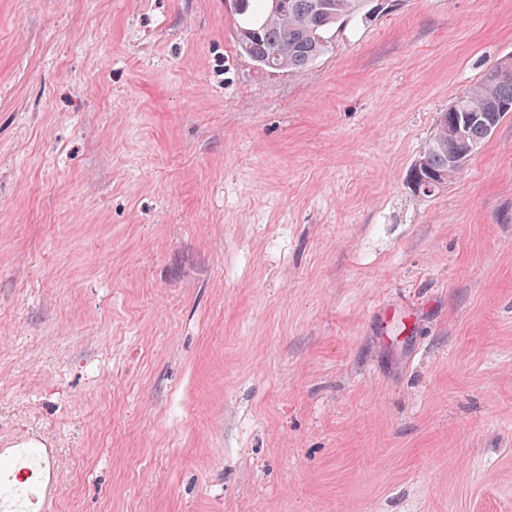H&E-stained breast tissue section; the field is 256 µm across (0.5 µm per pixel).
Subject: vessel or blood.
<instances>
[{
  "label": "vessel or blood",
  "mask_w": 512,
  "mask_h": 512,
  "mask_svg": "<svg viewBox=\"0 0 512 512\" xmlns=\"http://www.w3.org/2000/svg\"><path fill=\"white\" fill-rule=\"evenodd\" d=\"M57 493L54 448L36 436L0 448V512H50Z\"/></svg>",
  "instance_id": "vessel-or-blood-1"
}]
</instances>
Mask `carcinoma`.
<instances>
[{"label": "carcinoma", "instance_id": "1", "mask_svg": "<svg viewBox=\"0 0 512 512\" xmlns=\"http://www.w3.org/2000/svg\"><path fill=\"white\" fill-rule=\"evenodd\" d=\"M239 0V50L257 65L301 73L328 51L344 24L366 19L374 11L371 0ZM512 107V57L494 64L483 80L466 88L441 112L432 136L419 153V171L410 172L416 193L434 196L448 185L456 164H466L473 150L483 147ZM477 119L463 128V140L454 121Z\"/></svg>", "mask_w": 512, "mask_h": 512}]
</instances>
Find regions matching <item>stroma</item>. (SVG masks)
I'll return each instance as SVG.
<instances>
[{"label": "stroma", "mask_w": 512, "mask_h": 512, "mask_svg": "<svg viewBox=\"0 0 512 512\" xmlns=\"http://www.w3.org/2000/svg\"><path fill=\"white\" fill-rule=\"evenodd\" d=\"M227 0H0V443L52 512H512V114L407 174L512 0L301 74ZM56 448L29 436L0 448V511L49 512L58 493Z\"/></svg>", "instance_id": "obj_1"}]
</instances>
